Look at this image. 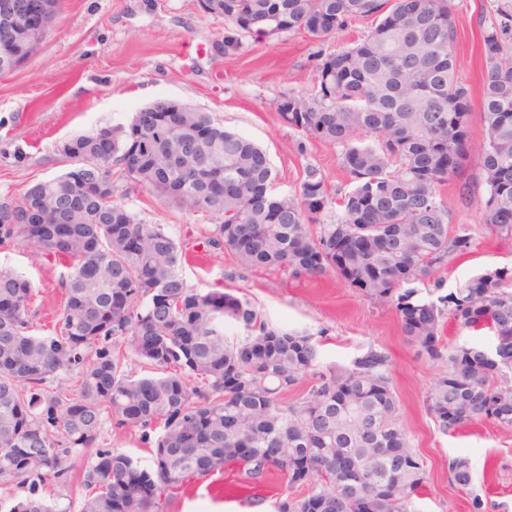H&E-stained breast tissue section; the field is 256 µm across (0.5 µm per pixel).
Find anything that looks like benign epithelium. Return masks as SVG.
<instances>
[{
    "mask_svg": "<svg viewBox=\"0 0 512 512\" xmlns=\"http://www.w3.org/2000/svg\"><path fill=\"white\" fill-rule=\"evenodd\" d=\"M56 7L55 0H29L21 6L14 0H0V28L8 32L0 41L1 78L39 53L52 27Z\"/></svg>",
    "mask_w": 512,
    "mask_h": 512,
    "instance_id": "obj_1",
    "label": "benign epithelium"
}]
</instances>
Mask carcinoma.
I'll return each mask as SVG.
<instances>
[{
  "label": "carcinoma",
  "mask_w": 512,
  "mask_h": 512,
  "mask_svg": "<svg viewBox=\"0 0 512 512\" xmlns=\"http://www.w3.org/2000/svg\"><path fill=\"white\" fill-rule=\"evenodd\" d=\"M222 2L226 56L242 50L243 33L323 38L377 18L353 47L320 55L310 95L277 105L289 127L342 148L351 187L334 199L308 165L297 196L275 193L265 152L206 112H137L126 127L59 142L71 169L0 199V247L20 241L69 269L47 335L37 333L31 281L0 269V485L33 489L0 497V512H58L35 489L71 482V460L92 448L81 512H158L165 493L231 464L251 484L277 469L288 488L306 489L281 499L278 512H414L425 484L385 353L322 371L310 335L269 325L228 292L189 287L187 252L164 225L112 198L119 183L217 220L206 243L244 267L333 271L372 300L395 301L418 355L448 360L428 396L440 430L485 420L512 429V270L473 278L446 311L410 288L472 246L468 233L450 232L440 192L470 162L471 91L458 78L451 0ZM498 15L482 34L481 217L490 233L512 238V12ZM446 314L507 342L498 362L478 345L446 349ZM228 320L244 339L228 340ZM129 361L162 374L137 377ZM307 378L306 392L282 405ZM107 420L141 430L150 466L96 448ZM449 471L458 487L471 486L468 458Z\"/></svg>",
  "instance_id": "obj_1"
}]
</instances>
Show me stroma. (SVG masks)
<instances>
[{
    "instance_id": "35a3bbf8",
    "label": "stroma",
    "mask_w": 512,
    "mask_h": 512,
    "mask_svg": "<svg viewBox=\"0 0 512 512\" xmlns=\"http://www.w3.org/2000/svg\"><path fill=\"white\" fill-rule=\"evenodd\" d=\"M504 2L452 0L459 76L476 95L485 69L482 32ZM373 24L361 19L318 40L303 31L262 40L246 35L241 52L228 56L224 19L204 14L197 0H60L39 54L0 78V198L66 171L67 162L56 152L60 140L127 125L136 111L162 98L209 112L215 122L261 146L276 192L298 193L309 165L321 170L331 193L347 190L340 147L304 138L281 120L277 104L288 95L309 94L320 54L352 47ZM465 178L467 198H459L454 181L441 194L452 209L451 231L468 232L472 248L416 282L417 298L436 302L459 293L485 270L512 269V239L482 224L486 188L478 167L469 165ZM113 197L141 222L164 225L187 248L182 274L189 287L232 293L249 300L272 325L311 334L319 344L320 369L349 366L370 349L388 355L399 422L426 473L427 490L415 499V512H468L472 491L488 499L489 512H512V431L490 421L448 433L438 429L427 397L447 365L418 355L401 332L393 303L371 300L333 272L313 277L243 268L232 253L207 249L209 220L140 188L121 189ZM0 266L32 282L38 320L53 326L64 302L59 283L65 267L34 259L20 243L0 250ZM98 444L141 465L151 462L139 430L105 424ZM460 456L473 470L467 491L450 479L448 464ZM287 492L280 471L253 485L231 466L191 480L177 496L162 497L160 506L161 512H278Z\"/></svg>"
}]
</instances>
